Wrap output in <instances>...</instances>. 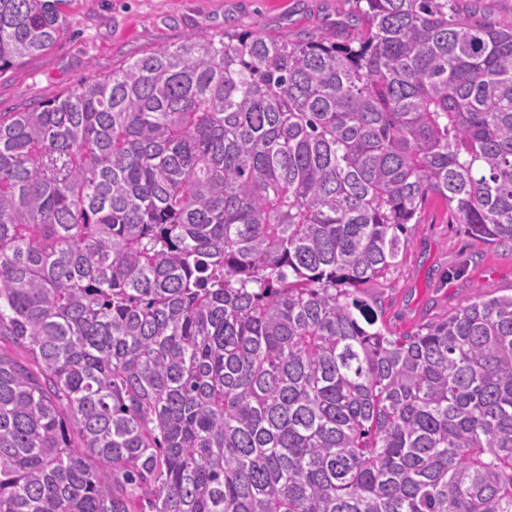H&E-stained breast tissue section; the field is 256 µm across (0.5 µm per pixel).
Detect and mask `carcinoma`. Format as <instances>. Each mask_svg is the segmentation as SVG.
Returning a JSON list of instances; mask_svg holds the SVG:
<instances>
[{"mask_svg": "<svg viewBox=\"0 0 512 512\" xmlns=\"http://www.w3.org/2000/svg\"><path fill=\"white\" fill-rule=\"evenodd\" d=\"M454 2L0 112V512H512V294L362 298L430 197L512 246V28ZM67 3L0 0V75Z\"/></svg>", "mask_w": 512, "mask_h": 512, "instance_id": "1", "label": "carcinoma"}]
</instances>
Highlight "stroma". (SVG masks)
<instances>
[{"label":"stroma","mask_w":512,"mask_h":512,"mask_svg":"<svg viewBox=\"0 0 512 512\" xmlns=\"http://www.w3.org/2000/svg\"><path fill=\"white\" fill-rule=\"evenodd\" d=\"M66 13L69 28L48 51L0 75V112L44 103L192 34L231 29L297 41L321 34L351 40L361 32L354 0H69ZM406 237L400 265L368 291L392 330L451 313L478 287L512 293V251L467 236L442 200L426 202Z\"/></svg>","instance_id":"1"}]
</instances>
